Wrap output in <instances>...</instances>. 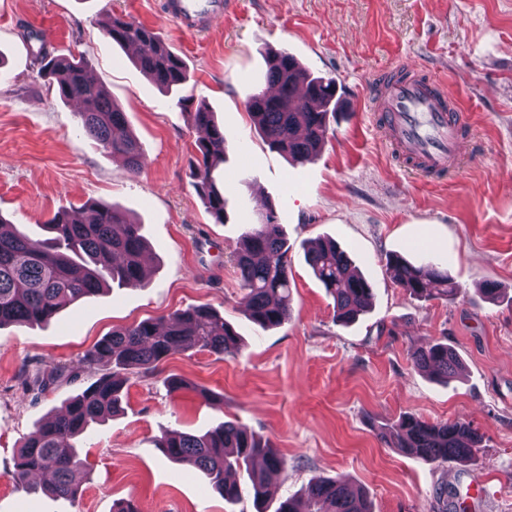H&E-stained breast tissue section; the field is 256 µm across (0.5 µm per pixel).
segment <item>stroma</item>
I'll return each mask as SVG.
<instances>
[{
    "label": "stroma",
    "instance_id": "stroma-1",
    "mask_svg": "<svg viewBox=\"0 0 512 512\" xmlns=\"http://www.w3.org/2000/svg\"><path fill=\"white\" fill-rule=\"evenodd\" d=\"M122 15L159 33L188 80L166 91L103 34ZM49 56L84 55L122 108L141 150L129 174L80 126L77 103L39 72ZM334 79L340 101L318 156L292 164L255 131L244 103L265 83L271 52ZM406 63L443 82L469 113L474 155L458 172L405 171L370 110L373 79ZM206 105L223 126L225 220L215 223L193 187L198 134L190 110ZM122 207L149 242L135 287L66 306L38 325L0 328V512H255L228 509L195 468L156 443L169 429L201 434L235 420L288 460L272 492H300L314 477L364 489L373 512H512V0H236L232 14L190 32L161 0H0V218L34 238L55 213L89 203ZM273 211L292 246L291 317L263 330L247 316L231 261L242 233ZM328 237L368 279L371 308L347 325L304 258ZM430 251L459 287L416 300L393 282L387 258ZM493 283L498 301L482 293ZM205 304L238 333L235 358L171 352L156 376L132 377L121 410L79 440L87 465L78 495L56 498L17 484L24 437L99 377L81 359L113 328ZM433 341L464 368L441 384L411 354ZM177 375L190 390L170 392ZM203 386L219 400L209 403ZM414 413L461 419L485 435L473 461L432 466L388 447L381 431Z\"/></svg>",
    "mask_w": 512,
    "mask_h": 512
}]
</instances>
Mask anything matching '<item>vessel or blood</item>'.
<instances>
[{
    "mask_svg": "<svg viewBox=\"0 0 512 512\" xmlns=\"http://www.w3.org/2000/svg\"><path fill=\"white\" fill-rule=\"evenodd\" d=\"M213 7L214 0H167L165 5L167 14L186 28ZM370 101L383 136L411 173L444 177L465 159L469 115L433 78L415 72L376 78Z\"/></svg>",
    "mask_w": 512,
    "mask_h": 512,
    "instance_id": "obj_1",
    "label": "vessel or blood"
}]
</instances>
